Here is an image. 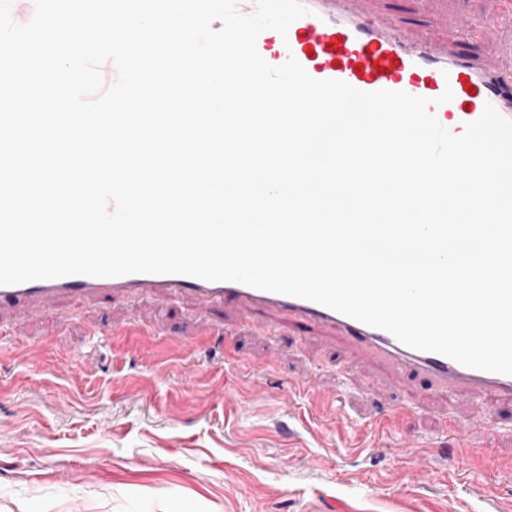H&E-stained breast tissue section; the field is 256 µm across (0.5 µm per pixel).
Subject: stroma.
Returning a JSON list of instances; mask_svg holds the SVG:
<instances>
[{"label": "stroma", "mask_w": 512, "mask_h": 512, "mask_svg": "<svg viewBox=\"0 0 512 512\" xmlns=\"http://www.w3.org/2000/svg\"><path fill=\"white\" fill-rule=\"evenodd\" d=\"M447 2L470 18V47L501 64L512 22L495 0ZM273 340L183 301L18 310L0 333V512H512L511 405L490 414L422 383L400 411L336 339L283 324ZM342 375L360 385L358 434L330 400L290 394Z\"/></svg>", "instance_id": "1"}]
</instances>
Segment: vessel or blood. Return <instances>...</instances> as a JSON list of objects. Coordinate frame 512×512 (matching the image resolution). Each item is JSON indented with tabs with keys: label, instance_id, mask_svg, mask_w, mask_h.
Returning a JSON list of instances; mask_svg holds the SVG:
<instances>
[{
	"label": "vessel or blood",
	"instance_id": "1",
	"mask_svg": "<svg viewBox=\"0 0 512 512\" xmlns=\"http://www.w3.org/2000/svg\"><path fill=\"white\" fill-rule=\"evenodd\" d=\"M307 15L295 20L287 34L263 31L259 54L279 66L295 58L317 80H339L364 91H402L429 99L428 110L453 135L493 106L512 120V61L486 68L480 57L459 50L467 24L452 27L441 44L414 36L409 22L394 14L375 15L365 0H302ZM449 102L437 104L444 91ZM191 299L200 313L222 306L251 314H279L289 324L321 327L351 350L365 352L388 372V391L431 382L453 398L466 393L492 411L512 403V375L470 368L439 353L413 349L391 333L359 322L326 306L295 296L253 288L238 282L207 281L186 275L127 274L115 277L72 275L0 286V330L5 314L19 308L54 311L61 300L90 302Z\"/></svg>",
	"mask_w": 512,
	"mask_h": 512
}]
</instances>
